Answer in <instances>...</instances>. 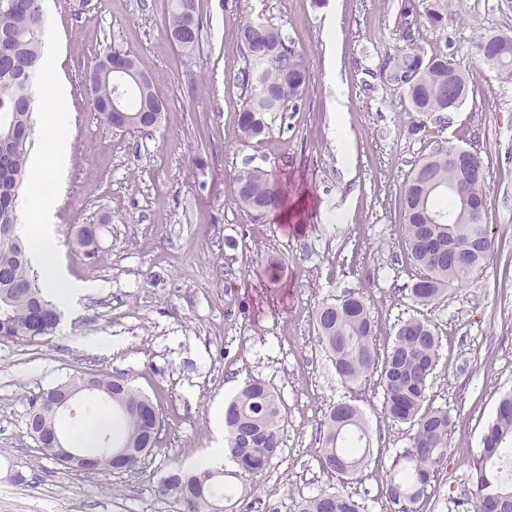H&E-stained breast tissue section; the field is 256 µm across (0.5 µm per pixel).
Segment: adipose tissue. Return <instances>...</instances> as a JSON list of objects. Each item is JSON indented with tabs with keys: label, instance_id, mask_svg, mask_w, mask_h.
I'll use <instances>...</instances> for the list:
<instances>
[{
	"label": "adipose tissue",
	"instance_id": "adipose-tissue-1",
	"mask_svg": "<svg viewBox=\"0 0 512 512\" xmlns=\"http://www.w3.org/2000/svg\"><path fill=\"white\" fill-rule=\"evenodd\" d=\"M62 95L54 86L43 90L41 111L47 129L52 130L54 137L50 144L39 151L36 159V180L43 193L32 203L27 211L26 224L36 227L35 235L30 236V252L41 268L45 288L60 302L69 301L77 286L68 280L59 269L55 255L54 243L44 228L50 222L51 210L47 205L45 192L50 189L56 177L60 175L67 163V142L59 136L58 130L63 127L67 118L61 110Z\"/></svg>",
	"mask_w": 512,
	"mask_h": 512
}]
</instances>
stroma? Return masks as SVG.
I'll return each mask as SVG.
<instances>
[{
  "instance_id": "1",
  "label": "stroma",
  "mask_w": 512,
  "mask_h": 512,
  "mask_svg": "<svg viewBox=\"0 0 512 512\" xmlns=\"http://www.w3.org/2000/svg\"><path fill=\"white\" fill-rule=\"evenodd\" d=\"M398 2L198 0L204 28L189 59L164 35L166 0H45V55L64 85L70 149L54 247L84 291L63 308L55 335L0 340V512H183L177 497L158 496L161 476L208 455L217 413L252 378L279 397L282 444L262 474L241 476L252 492L225 501L226 512H296L321 491L387 512L390 465L413 430L387 417L376 380L340 382L313 325L319 306L352 291L365 300L378 351L408 318L435 326L428 404L453 419L452 453L419 510L463 512L473 502L470 465L500 395L512 390V83L476 44L487 31L512 32V11L501 0H451L446 30L418 22V44L452 54L467 94L449 123L426 121L412 136L414 112L376 74L398 42ZM247 19L278 28L312 74L299 107L276 113L258 141L238 128V27ZM113 50L134 55L167 103L153 133L108 125L85 92L87 68ZM448 146L483 158L482 221L495 252L423 306L410 294L418 269L405 248L402 189L421 158ZM246 166L286 187L287 214L256 220L235 203L234 177ZM100 222L95 257L73 251L75 227ZM80 374L129 378L157 405L158 449L135 469H63L30 434L32 399ZM340 402L362 411L371 435L368 467L349 478L319 462L320 425ZM17 469L33 484L15 483Z\"/></svg>"
}]
</instances>
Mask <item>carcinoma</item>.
I'll return each mask as SVG.
<instances>
[{
    "mask_svg": "<svg viewBox=\"0 0 512 512\" xmlns=\"http://www.w3.org/2000/svg\"><path fill=\"white\" fill-rule=\"evenodd\" d=\"M42 0H0V339L35 341L53 334L60 322L57 304L45 298L38 277L32 275L27 248L18 234L17 201L29 182L28 160L33 147L34 99L27 73L43 69L44 14ZM445 29L448 0H401L395 18L396 30L406 45L393 46L382 57L378 75L400 91L403 100L417 114L411 125L415 135L424 121H443L445 114L457 111L449 103L450 83L466 87V79L454 58L445 51L431 54L415 43L413 27L417 18ZM202 18L197 0H167L164 33L183 53L191 56L200 49ZM246 56L243 68L247 98L238 125L247 140L261 139L270 132L268 116L297 107L308 88L311 72L304 56L286 41L281 31L261 20L249 19L238 29ZM506 45L511 51L495 61H482L499 78L512 82V34L490 31L477 43V51ZM132 60L128 54L106 52L90 66L85 77L96 112L108 123L129 130L150 131L159 123H148L142 115L144 100L164 112L165 103L153 85L142 90L132 83L125 94L124 112H112L116 86L112 67L106 61ZM438 148L419 161L403 189L406 217L405 245L420 275L410 292L415 300L428 305L455 281L477 272L495 244L488 228L468 215L474 204L484 210L485 167L474 152L472 172L448 166V152ZM236 202L262 218L275 210L281 193L268 171L244 167L234 179ZM453 210L454 224H432L435 210ZM98 224L79 227L74 245L83 255L95 257L99 244ZM315 325L336 375L349 387L358 386L380 373L384 411L392 420L408 423L415 433L410 447L397 453L389 471L385 498L398 512H418L431 476L448 458V432L452 417L442 408H424L430 379L438 358L439 336L428 322L411 318L402 322L390 347L382 354L373 344L372 323L363 296L349 293L315 312ZM92 382L112 402L118 425L103 428L118 446L139 448L137 457L154 449L158 426H148L143 406L153 402L130 385L124 377L73 376L42 392L32 403L29 429L38 447L55 463L60 460L48 451L50 438L57 431L56 418L42 419L47 406L63 391L80 392ZM280 403L267 385L258 380L245 383L224 412L227 450L238 468L249 475L262 473L276 455L283 431ZM320 464L328 472L353 477L365 467L370 455L371 436L362 412L349 403L330 409L322 424ZM82 454L98 459L96 469L118 468L113 459L99 451L81 447L78 439L68 442ZM512 453V393L503 397L495 419L482 437V452L474 461L476 498L474 512H512V481L501 470L503 458ZM224 471L205 469L192 475L171 473L159 482L163 494L179 496L187 512H224V500L238 491L226 481ZM298 512H362L352 496L320 493L303 500Z\"/></svg>",
    "mask_w": 512,
    "mask_h": 512,
    "instance_id": "obj_1",
    "label": "carcinoma"
}]
</instances>
